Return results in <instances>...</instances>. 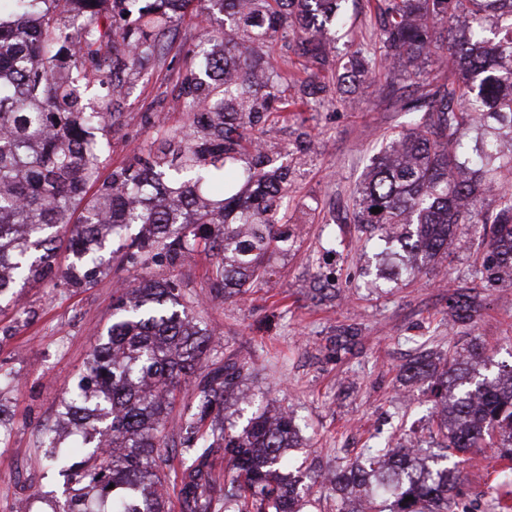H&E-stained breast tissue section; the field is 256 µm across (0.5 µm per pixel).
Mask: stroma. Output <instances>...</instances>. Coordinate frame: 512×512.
Masks as SVG:
<instances>
[{
    "mask_svg": "<svg viewBox=\"0 0 512 512\" xmlns=\"http://www.w3.org/2000/svg\"><path fill=\"white\" fill-rule=\"evenodd\" d=\"M133 82L109 135L111 168L129 163L159 124L187 121L171 109L175 91L165 66H149ZM406 122L375 87L356 89L345 104L308 119L312 153L289 193L297 244L278 257V274L268 283L224 299L211 288L206 254L159 269L180 281L193 312L214 330L219 359L245 364L252 393L294 411L307 444L290 451L287 476L312 488L303 512H337L328 479L361 448L392 435L429 442L434 425L424 386L401 377L421 352L446 358L479 344L492 364L512 365V288L473 279L484 250L478 236L462 237L447 260L415 281L392 262L384 280L375 278V250L351 222L353 193L385 132ZM142 274L128 267L80 292L30 285L19 292L22 319L0 311V374L19 380L0 387V408L12 418L11 435L0 443V512H15L21 499L30 512H47L44 499L61 484L41 446L43 434L57 424L65 383L85 372L95 338L112 317L113 295ZM317 283L335 290V299L312 300ZM462 287L482 301L470 325L448 315V295ZM349 325L358 336L349 350H337L336 337ZM495 454L487 447L465 456L470 512H487L492 497L508 490L496 479Z\"/></svg>",
    "mask_w": 512,
    "mask_h": 512,
    "instance_id": "1",
    "label": "stroma"
}]
</instances>
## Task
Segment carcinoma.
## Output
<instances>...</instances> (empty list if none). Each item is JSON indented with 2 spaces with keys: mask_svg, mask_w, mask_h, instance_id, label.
Here are the masks:
<instances>
[{
  "mask_svg": "<svg viewBox=\"0 0 512 512\" xmlns=\"http://www.w3.org/2000/svg\"><path fill=\"white\" fill-rule=\"evenodd\" d=\"M58 2L0 0V301H15L27 282L80 290L116 262L174 267L200 249L214 257L216 293L265 282L275 256L295 247L284 208L295 168L259 131L317 102L338 104L376 73L410 116L370 158L353 201V223L391 242L378 276L394 257L408 278L435 266L463 225L487 240L475 273L491 287L512 285V0H365L379 43L344 55L329 36L349 0H67L66 10ZM190 8L218 27L205 29L190 66L170 72L189 123L160 131L100 180L132 76L183 50L177 24ZM278 52L300 59L304 76L283 84ZM91 85L95 102L85 100ZM310 145L299 129L287 155ZM133 224L143 231L128 240ZM480 307L448 296L456 322ZM187 308L179 285L155 276L116 298L61 404L62 424L83 443L59 450V429L43 439L62 478L52 512H165L161 437L171 421L183 512H301L282 475L299 447L293 415L266 405L240 428L224 422L246 376L235 363L209 362L215 338ZM484 365V348L473 345L441 369L429 355L404 367L426 383L442 442L429 455L389 440L365 449L330 478L338 512H457L465 477L456 458L496 435L499 457L511 461L501 473L512 470V365L483 373ZM185 377L196 379L197 395L175 416Z\"/></svg>",
  "mask_w": 512,
  "mask_h": 512,
  "instance_id": "carcinoma-1",
  "label": "carcinoma"
}]
</instances>
